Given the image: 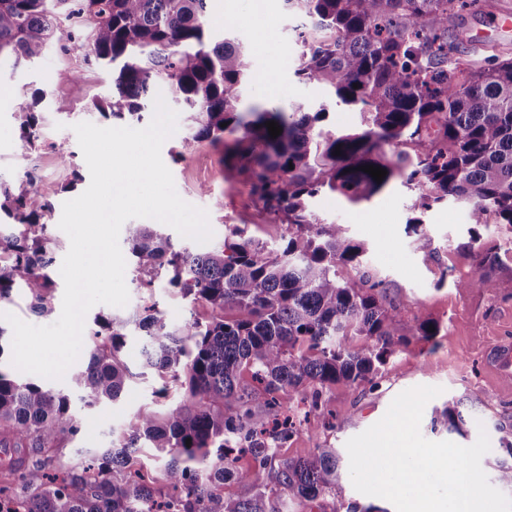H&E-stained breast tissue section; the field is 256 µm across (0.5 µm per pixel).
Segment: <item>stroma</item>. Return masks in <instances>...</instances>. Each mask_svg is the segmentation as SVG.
<instances>
[{
	"mask_svg": "<svg viewBox=\"0 0 512 512\" xmlns=\"http://www.w3.org/2000/svg\"><path fill=\"white\" fill-rule=\"evenodd\" d=\"M268 22L263 37H255L252 0H211V23L227 28L230 37L248 50L253 80L242 92L244 107L276 106L290 110L305 104L318 108L325 100L323 90L298 80L295 29L300 16L287 14L283 0H267ZM463 28L472 38L495 47L512 42V0H502L500 13L468 14ZM45 96L47 108L39 142L29 146L19 137L21 108L30 104L34 92ZM106 92L100 73L84 61V53H63L51 46L44 57L27 66L0 62V181L11 189L34 176L35 188L51 202L45 220L53 225L62 248H69L68 236L58 227L64 202L83 193L90 184V172L73 131L74 124L95 122L91 102ZM187 115L179 113L177 130L163 144L161 156L171 171L178 195L208 213L212 244L224 240L229 224L248 225L253 234L268 245L280 244L282 224L261 213L242 182L224 178V150L201 141L183 146L187 135ZM70 157L62 165L60 153ZM413 194L402 187L352 205L333 193L317 196L311 209L318 218L345 225L348 235L363 242L366 261L360 266H344L341 276L357 281L362 274L383 280L388 300L401 311L403 319L419 316L438 320L442 330L434 342L410 338L398 347L377 378L378 387L369 391L343 385L327 391L325 398L333 412L331 426L300 429L279 450L280 457L297 458L308 449L328 446L345 453L346 441L378 422L400 392L419 385L438 386L442 392L430 400L423 413L420 430L431 441H451L463 446L475 443L486 432L490 450L481 466L489 481H496V460L501 453L499 424L512 425V379L497 374L489 363L490 350L500 342L512 341V235L497 230L495 217L476 228L469 221L467 205L448 202L423 214L419 232L407 229L413 217ZM431 238L437 259L425 263L418 250V234ZM493 242L500 247V265L495 271L493 292L458 288L459 280L471 271L469 252L474 240ZM129 292L126 312L156 306L165 319L178 325L191 314L206 315L199 303L172 295L164 279L152 287H141L133 267L125 269ZM133 374L121 398L113 403L86 405L79 392H72L71 405L83 422L79 437L64 442L60 453L67 463L85 461L94 451L112 445L113 429L127 426L140 410L154 407L160 382L142 368V341L131 336L121 352ZM477 403H469L470 395ZM463 399L466 435L445 428H432L434 410L451 399Z\"/></svg>",
	"mask_w": 512,
	"mask_h": 512,
	"instance_id": "35a3bbf8",
	"label": "stroma"
}]
</instances>
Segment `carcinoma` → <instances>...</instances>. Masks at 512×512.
<instances>
[{
  "label": "carcinoma",
  "mask_w": 512,
  "mask_h": 512,
  "mask_svg": "<svg viewBox=\"0 0 512 512\" xmlns=\"http://www.w3.org/2000/svg\"><path fill=\"white\" fill-rule=\"evenodd\" d=\"M283 2L309 19L296 28V77L357 109L358 130L328 129L324 103L315 112L301 104L289 113L241 111L247 50L216 38L209 0H0V58L33 62L53 38L65 54L84 51L112 77V93L92 101L105 120L142 121L154 90L168 88L189 113L184 144L223 146L227 175L288 231L279 249L232 226L223 243L197 252L153 224L130 225L141 285L152 286L163 269L167 287L210 316L172 325L153 305L127 316L99 313L86 366L70 385L90 406L116 401L133 377L119 357L133 328L144 336L143 368L178 383L185 399L163 413L139 412L112 447L65 464L59 448L82 432L67 395L0 369V449L14 454L3 467L9 481L0 484V504L19 501L23 512H288V499L306 506L342 495L336 449L280 460V445L304 422L330 423L328 389L374 390L396 347L409 336L431 342L440 325L418 316L403 324L383 282L366 273L357 282L342 278L339 268L361 262L364 246L344 225L318 219L311 200L328 190L358 204L399 182L419 190L414 209L453 199L468 205L470 223L483 225L492 213L512 233V49L482 56L450 34L464 15L495 4ZM269 121L282 128L279 136L269 135ZM39 128V113H19V136L31 147ZM365 165L385 169L383 181L359 170ZM49 208L30 174L16 193L0 188V212L15 221L0 230V305L20 290L43 320L55 314ZM498 264L495 248L478 249L458 287L492 291ZM351 336L364 343L347 345ZM462 406L448 402L432 427L465 435ZM500 443L508 459L498 481L512 487V439ZM143 448L164 460L155 475L134 468ZM230 450L251 464L236 466ZM229 479L244 494L224 495Z\"/></svg>",
  "instance_id": "carcinoma-1"
}]
</instances>
